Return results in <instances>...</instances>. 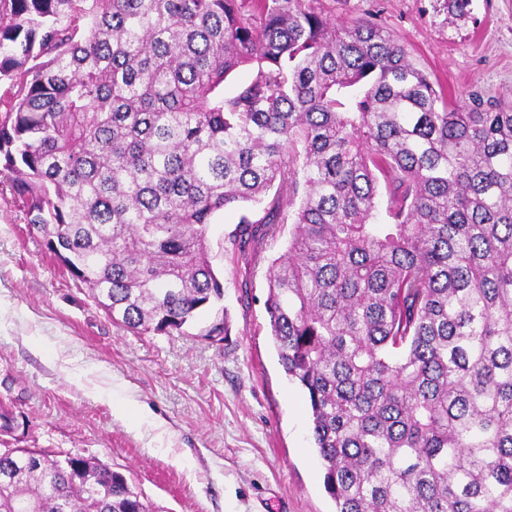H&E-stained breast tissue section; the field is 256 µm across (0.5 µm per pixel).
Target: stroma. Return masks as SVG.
<instances>
[{"label": "stroma", "mask_w": 512, "mask_h": 512, "mask_svg": "<svg viewBox=\"0 0 512 512\" xmlns=\"http://www.w3.org/2000/svg\"><path fill=\"white\" fill-rule=\"evenodd\" d=\"M335 20L371 18L449 94L512 101V0H317ZM240 213L216 215L212 264L224 280L228 341L115 325L48 253L0 175V448L69 451L123 474L156 512H334L313 448L306 397L288 379L264 301L269 261L233 262ZM139 405L129 421L121 409Z\"/></svg>", "instance_id": "35a3bbf8"}]
</instances>
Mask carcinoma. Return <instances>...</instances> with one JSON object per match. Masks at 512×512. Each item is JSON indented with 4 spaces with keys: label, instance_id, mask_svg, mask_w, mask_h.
I'll list each match as a JSON object with an SVG mask.
<instances>
[{
    "label": "carcinoma",
    "instance_id": "carcinoma-1",
    "mask_svg": "<svg viewBox=\"0 0 512 512\" xmlns=\"http://www.w3.org/2000/svg\"><path fill=\"white\" fill-rule=\"evenodd\" d=\"M314 3L0 0V174L113 324L213 309L195 336L221 342L209 226L275 191L228 239L256 264L291 223L264 305L335 512H512V104L448 98ZM0 512L151 510L92 457L16 448Z\"/></svg>",
    "mask_w": 512,
    "mask_h": 512
}]
</instances>
